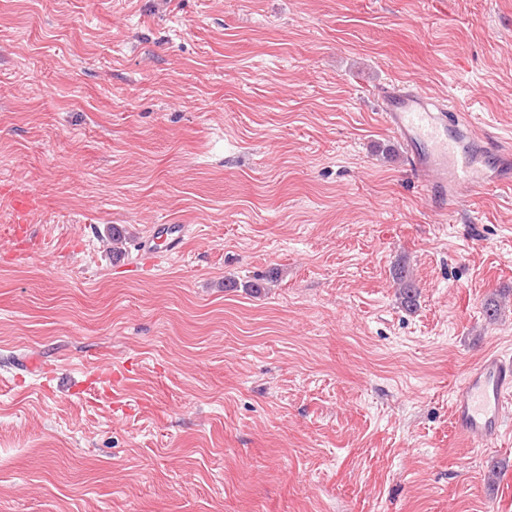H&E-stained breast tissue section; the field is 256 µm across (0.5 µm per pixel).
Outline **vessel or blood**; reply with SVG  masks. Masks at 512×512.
Returning a JSON list of instances; mask_svg holds the SVG:
<instances>
[{
	"label": "vessel or blood",
	"mask_w": 512,
	"mask_h": 512,
	"mask_svg": "<svg viewBox=\"0 0 512 512\" xmlns=\"http://www.w3.org/2000/svg\"><path fill=\"white\" fill-rule=\"evenodd\" d=\"M380 116L402 141L412 171L440 211L458 208L474 193L512 186V143L474 131L471 115L452 102L435 101L408 83L384 92ZM182 239L178 224H160L153 243L176 250ZM512 399V359L484 354L452 393L455 433L474 447L495 444L503 435L504 410Z\"/></svg>",
	"instance_id": "obj_1"
}]
</instances>
